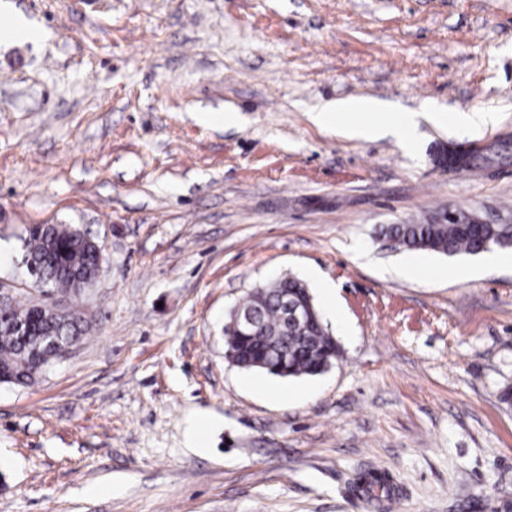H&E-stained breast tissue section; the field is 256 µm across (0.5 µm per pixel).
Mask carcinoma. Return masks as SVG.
<instances>
[{"mask_svg":"<svg viewBox=\"0 0 512 512\" xmlns=\"http://www.w3.org/2000/svg\"><path fill=\"white\" fill-rule=\"evenodd\" d=\"M486 224L459 212L456 220L441 221L429 217L419 224H391L386 235L396 246L406 250H423L454 256L480 251ZM25 262L33 263L50 290L75 296L76 281L96 278L99 252L94 239L69 225H35L29 229L25 243ZM286 290L303 301L312 298L301 281L282 277L267 288L266 295L252 293L240 305L259 313L255 336L243 341L229 326H224L226 350L235 360L248 364L278 339L276 333L283 322L282 310L273 294ZM76 306L58 302L22 303L13 300L0 310V383L32 385L47 370L58 352L77 344L84 332L83 320ZM286 355L284 363L274 364L267 373L280 377L315 376L325 372L339 357L326 329L313 325L304 335L288 337V345L280 346Z\"/></svg>","mask_w":512,"mask_h":512,"instance_id":"cac0c4a2","label":"carcinoma"}]
</instances>
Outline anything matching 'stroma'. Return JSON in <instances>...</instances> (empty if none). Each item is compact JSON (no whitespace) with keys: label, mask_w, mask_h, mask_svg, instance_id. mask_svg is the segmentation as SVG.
Listing matches in <instances>:
<instances>
[{"label":"stroma","mask_w":512,"mask_h":512,"mask_svg":"<svg viewBox=\"0 0 512 512\" xmlns=\"http://www.w3.org/2000/svg\"><path fill=\"white\" fill-rule=\"evenodd\" d=\"M8 2L34 34L0 38V284L39 300L35 224L104 260L79 344L0 383V512H512V247L488 266L381 234L512 224V0ZM350 97L443 119L411 151L314 123ZM473 145L476 169L443 164ZM285 274L341 350L321 375L225 357L227 312ZM379 472L377 509L356 485Z\"/></svg>","instance_id":"obj_1"}]
</instances>
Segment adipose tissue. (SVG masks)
<instances>
[{
	"label": "adipose tissue",
	"instance_id": "ef3b65f1",
	"mask_svg": "<svg viewBox=\"0 0 512 512\" xmlns=\"http://www.w3.org/2000/svg\"><path fill=\"white\" fill-rule=\"evenodd\" d=\"M383 111V105L373 99L348 98L325 105L315 114L314 120L326 127H345L350 136L358 139L394 136L404 141L420 120L437 121L441 118L437 112H403L387 117Z\"/></svg>",
	"mask_w": 512,
	"mask_h": 512
}]
</instances>
